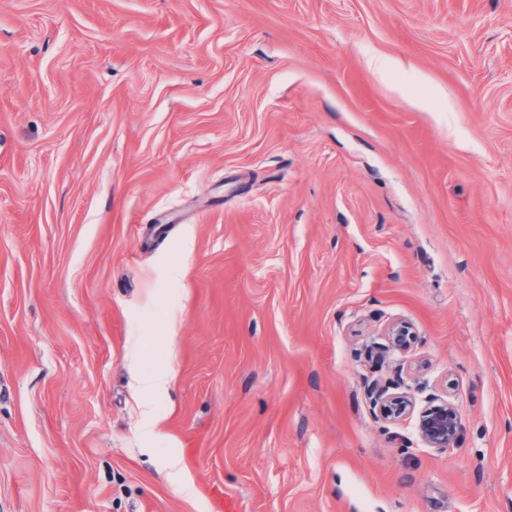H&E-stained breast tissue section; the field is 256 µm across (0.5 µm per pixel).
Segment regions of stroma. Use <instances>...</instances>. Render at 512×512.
I'll list each match as a JSON object with an SVG mask.
<instances>
[{
	"label": "stroma",
	"instance_id": "35a3bbf8",
	"mask_svg": "<svg viewBox=\"0 0 512 512\" xmlns=\"http://www.w3.org/2000/svg\"><path fill=\"white\" fill-rule=\"evenodd\" d=\"M0 512H512V0H0ZM172 380L171 373L158 371L153 374L138 376L135 378L134 390L148 391L153 393L166 392ZM389 386L373 384L368 388L369 398L385 419L397 420L412 408V401L406 395L388 393ZM462 427L456 407L444 401L422 410L418 416V431L431 448H450Z\"/></svg>",
	"mask_w": 512,
	"mask_h": 512
}]
</instances>
